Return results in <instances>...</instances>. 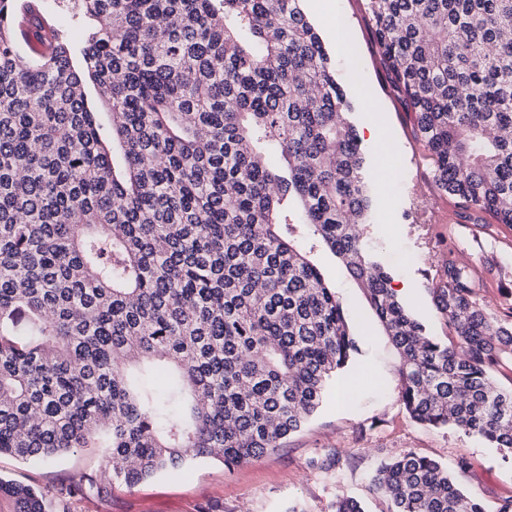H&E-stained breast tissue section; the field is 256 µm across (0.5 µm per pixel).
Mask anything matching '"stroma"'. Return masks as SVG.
I'll list each match as a JSON object with an SVG mask.
<instances>
[{
	"instance_id": "obj_1",
	"label": "stroma",
	"mask_w": 512,
	"mask_h": 512,
	"mask_svg": "<svg viewBox=\"0 0 512 512\" xmlns=\"http://www.w3.org/2000/svg\"><path fill=\"white\" fill-rule=\"evenodd\" d=\"M364 0H304L353 106L349 115L364 149L371 211L364 238L388 269L400 302L429 335L452 332L430 290L451 257L474 276L476 300L497 319L512 313V226L452 224L458 198L439 190L414 134V115L392 87ZM377 127L381 141H371ZM292 239L342 300L359 351L337 373L315 414L281 447L231 468L213 459L189 471L167 472L134 488L73 501L70 512H335L338 498L360 500L365 512H393L374 482L377 467L404 452L447 466L458 486L495 512L512 498V463L500 449L454 428L414 421L401 398L397 360L362 288L312 231L294 225ZM466 468H459V461ZM102 452L81 448L52 460L19 462L0 456V477L47 490L104 468Z\"/></svg>"
}]
</instances>
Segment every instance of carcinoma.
<instances>
[{
    "instance_id": "carcinoma-1",
    "label": "carcinoma",
    "mask_w": 512,
    "mask_h": 512,
    "mask_svg": "<svg viewBox=\"0 0 512 512\" xmlns=\"http://www.w3.org/2000/svg\"><path fill=\"white\" fill-rule=\"evenodd\" d=\"M0 0V455L104 448L110 470L54 492L0 480L19 512L281 446L358 352L343 306L290 238L343 260L398 357L411 418L512 454V314L490 318L450 259L431 288L446 344L395 297L359 226L360 139L303 0H74L81 67ZM437 187L512 226V0H365ZM106 111L90 107L85 78ZM300 204L288 210V198ZM377 488L395 512H487L405 453Z\"/></svg>"
}]
</instances>
